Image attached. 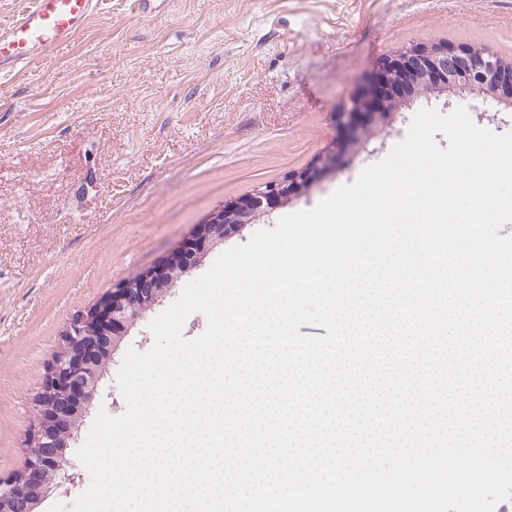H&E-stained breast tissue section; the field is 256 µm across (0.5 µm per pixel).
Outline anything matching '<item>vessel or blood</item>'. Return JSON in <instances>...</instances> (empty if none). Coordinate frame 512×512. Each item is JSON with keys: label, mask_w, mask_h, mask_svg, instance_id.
I'll return each instance as SVG.
<instances>
[{"label": "vessel or blood", "mask_w": 512, "mask_h": 512, "mask_svg": "<svg viewBox=\"0 0 512 512\" xmlns=\"http://www.w3.org/2000/svg\"><path fill=\"white\" fill-rule=\"evenodd\" d=\"M97 0H29L0 24V75L69 42L86 24Z\"/></svg>", "instance_id": "b4317fda"}]
</instances>
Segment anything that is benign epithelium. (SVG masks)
Listing matches in <instances>:
<instances>
[{"mask_svg": "<svg viewBox=\"0 0 512 512\" xmlns=\"http://www.w3.org/2000/svg\"><path fill=\"white\" fill-rule=\"evenodd\" d=\"M463 93L512 107V70L488 48L454 49L442 44L388 56L351 90L338 113L340 150L365 148L376 129L415 98ZM335 161L336 153H326L307 171L225 202L164 259L111 289L69 324L36 399L39 425L28 437L23 463L16 472L0 477V512H35L50 488L74 480L61 449L77 436L97 396L103 369L129 327L225 238L307 194Z\"/></svg>", "mask_w": 512, "mask_h": 512, "instance_id": "7a95c632", "label": "benign epithelium"}]
</instances>
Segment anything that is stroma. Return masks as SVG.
Masks as SVG:
<instances>
[{
    "label": "stroma",
    "mask_w": 512,
    "mask_h": 512,
    "mask_svg": "<svg viewBox=\"0 0 512 512\" xmlns=\"http://www.w3.org/2000/svg\"><path fill=\"white\" fill-rule=\"evenodd\" d=\"M437 42L512 59V0H103L66 45L0 76V476L18 469L34 404L69 323L116 283L175 249L224 201L308 170L336 168L225 248L314 208L402 141L414 115L466 107L512 133V108L471 95L419 99L366 149L341 153L335 115L392 53ZM173 288L117 345L78 437L77 480L36 512L72 505L90 474L76 453L98 413L126 402L117 375L148 351Z\"/></svg>",
    "instance_id": "1"
}]
</instances>
